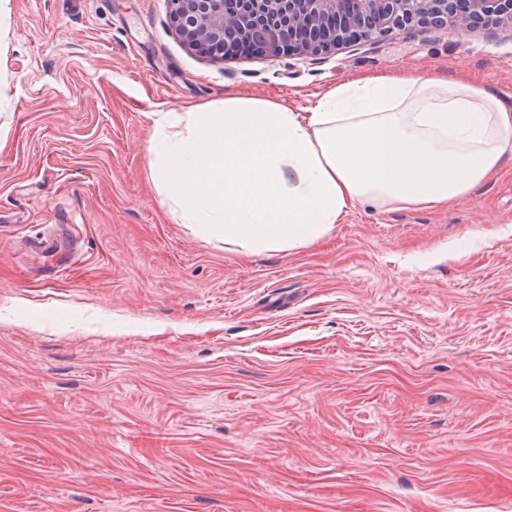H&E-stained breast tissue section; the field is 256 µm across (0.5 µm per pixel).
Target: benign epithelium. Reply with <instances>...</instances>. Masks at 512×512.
Returning a JSON list of instances; mask_svg holds the SVG:
<instances>
[{
	"label": "benign epithelium",
	"instance_id": "7a95c632",
	"mask_svg": "<svg viewBox=\"0 0 512 512\" xmlns=\"http://www.w3.org/2000/svg\"><path fill=\"white\" fill-rule=\"evenodd\" d=\"M178 38L214 61L327 54L412 25L459 35L512 24V0H168Z\"/></svg>",
	"mask_w": 512,
	"mask_h": 512
}]
</instances>
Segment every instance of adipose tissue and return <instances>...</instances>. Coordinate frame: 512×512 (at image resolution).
I'll return each instance as SVG.
<instances>
[{
	"instance_id": "adipose-tissue-1",
	"label": "adipose tissue",
	"mask_w": 512,
	"mask_h": 512,
	"mask_svg": "<svg viewBox=\"0 0 512 512\" xmlns=\"http://www.w3.org/2000/svg\"><path fill=\"white\" fill-rule=\"evenodd\" d=\"M512 155V108L462 77L356 76L309 108L242 93L154 120L148 166L182 223L245 253L320 243L358 206L437 207Z\"/></svg>"
}]
</instances>
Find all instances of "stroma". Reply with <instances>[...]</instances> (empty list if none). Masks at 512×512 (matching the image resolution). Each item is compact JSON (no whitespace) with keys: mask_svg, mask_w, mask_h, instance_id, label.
Returning <instances> with one entry per match:
<instances>
[{"mask_svg":"<svg viewBox=\"0 0 512 512\" xmlns=\"http://www.w3.org/2000/svg\"><path fill=\"white\" fill-rule=\"evenodd\" d=\"M0 512H512V158L445 207L247 256L159 204L152 115L359 75L512 106V29L212 62L167 0H11Z\"/></svg>","mask_w":512,"mask_h":512,"instance_id":"1","label":"stroma"}]
</instances>
